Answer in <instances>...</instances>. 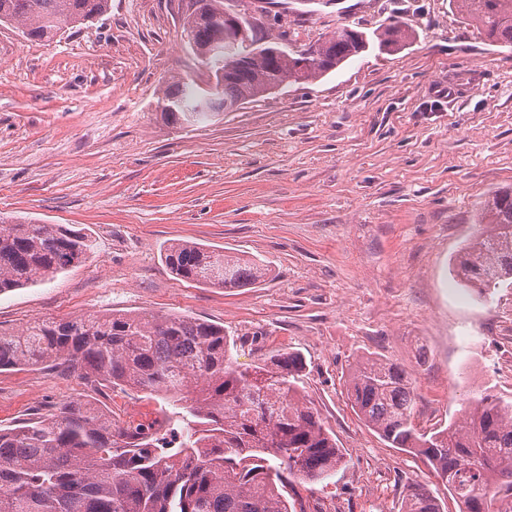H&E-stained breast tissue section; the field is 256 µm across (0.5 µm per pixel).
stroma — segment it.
<instances>
[{
    "label": "stroma",
    "instance_id": "1",
    "mask_svg": "<svg viewBox=\"0 0 512 512\" xmlns=\"http://www.w3.org/2000/svg\"><path fill=\"white\" fill-rule=\"evenodd\" d=\"M267 35L305 47L391 20L412 39L369 48L190 127L157 110L165 86L205 70L186 18L195 0H111L50 42L0 26V220L91 235L93 255L0 294V331L93 312L186 314L222 325L251 367L301 352L305 391L344 464L296 485L304 512H400L422 459L389 447L351 408L345 376L367 353L410 373L418 422L459 418L481 390L512 397V288L462 287L475 215L512 190V45L451 0H232ZM194 241L269 263L253 288L178 280L164 246ZM77 373L0 370V427L85 399Z\"/></svg>",
    "mask_w": 512,
    "mask_h": 512
}]
</instances>
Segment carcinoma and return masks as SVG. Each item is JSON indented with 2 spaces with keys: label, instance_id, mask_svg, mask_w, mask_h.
Listing matches in <instances>:
<instances>
[{
  "label": "carcinoma",
  "instance_id": "carcinoma-1",
  "mask_svg": "<svg viewBox=\"0 0 512 512\" xmlns=\"http://www.w3.org/2000/svg\"><path fill=\"white\" fill-rule=\"evenodd\" d=\"M0 0V22L19 23L34 40L101 17L110 0ZM186 21L196 55L221 83L204 91L193 78L166 86L159 105L174 126L232 110L288 83H307L376 44L398 47L412 36L399 21L368 36L341 28L326 41L282 54L287 39L251 44L224 38L213 21L221 0H197ZM494 40L512 45V0H452ZM480 231L456 258V275L485 293L512 286V191L481 209ZM91 237L62 224L18 218L0 224V294L34 285L91 256ZM162 260L186 282L243 288L270 269L244 255L195 242L172 243ZM224 327L188 315L112 311L37 320L0 332V370L24 366L78 372L93 392L160 396L176 418L144 423L70 401L14 427H0V512H288L290 479L316 484L343 465L334 435L304 395L306 363L297 351L240 369ZM347 398L356 414L394 448L424 459L448 486L459 512H512V398L487 388L461 419L417 427L419 397L406 371L371 354L349 368ZM177 422L179 443L167 447ZM401 512H440L426 485L414 482Z\"/></svg>",
  "mask_w": 512,
  "mask_h": 512
}]
</instances>
